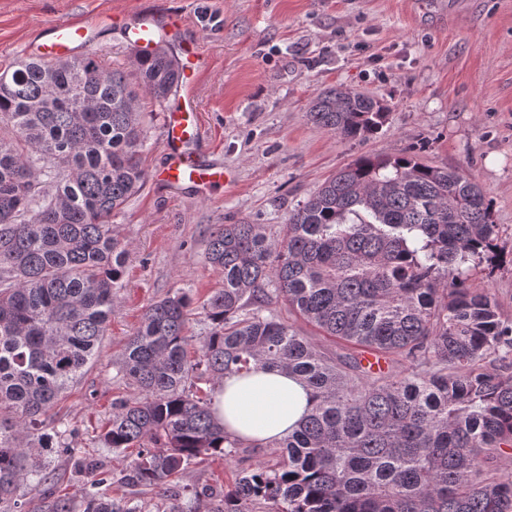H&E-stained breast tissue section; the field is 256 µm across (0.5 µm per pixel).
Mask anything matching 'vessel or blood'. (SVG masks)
I'll list each match as a JSON object with an SVG mask.
<instances>
[{
	"instance_id": "vessel-or-blood-1",
	"label": "vessel or blood",
	"mask_w": 512,
	"mask_h": 512,
	"mask_svg": "<svg viewBox=\"0 0 512 512\" xmlns=\"http://www.w3.org/2000/svg\"><path fill=\"white\" fill-rule=\"evenodd\" d=\"M119 29L133 48H172L182 67V83L163 118L164 166L155 178L166 190H191L197 198H212L232 180L228 170L209 159L198 124L195 78L207 65V57L177 13L143 9L119 18L57 20L44 27L27 46L29 55L43 60H73L89 54L98 32Z\"/></svg>"
}]
</instances>
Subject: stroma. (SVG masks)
Returning <instances> with one entry per match:
<instances>
[{
  "mask_svg": "<svg viewBox=\"0 0 512 512\" xmlns=\"http://www.w3.org/2000/svg\"><path fill=\"white\" fill-rule=\"evenodd\" d=\"M149 7L182 15L200 39L208 67L196 85L198 119L210 159L234 181L211 199L169 194L150 177L112 216L126 242L124 288L97 361L59 401L75 435L46 451V496L76 495L87 480L78 457L99 455L114 477L107 492L167 512L158 492L119 484L127 456L100 442L113 399L127 389L114 363L147 305L184 290L195 313L189 333L204 335L201 306L223 284L206 259L215 225L286 223L289 213L339 169L364 156L412 151L429 165L469 175L493 203L499 244L512 251V0H0V72L26 56L51 21ZM365 91L390 112L379 133L345 140L310 122L323 90ZM147 146L142 164L159 170L163 107L140 100ZM512 319V266L471 270ZM241 463L205 459L178 480L187 492L232 484Z\"/></svg>",
  "mask_w": 512,
  "mask_h": 512,
  "instance_id": "35a3bbf8",
  "label": "stroma"
}]
</instances>
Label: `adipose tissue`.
Returning <instances> with one entry per match:
<instances>
[{"label":"adipose tissue","instance_id":"ef3b65f1","mask_svg":"<svg viewBox=\"0 0 512 512\" xmlns=\"http://www.w3.org/2000/svg\"><path fill=\"white\" fill-rule=\"evenodd\" d=\"M214 403L228 433L264 445L298 427L308 412V393L286 372L256 368L225 376Z\"/></svg>","mask_w":512,"mask_h":512}]
</instances>
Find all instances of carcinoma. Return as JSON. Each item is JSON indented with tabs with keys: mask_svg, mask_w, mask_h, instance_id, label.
Returning <instances> with one entry per match:
<instances>
[{
	"mask_svg": "<svg viewBox=\"0 0 512 512\" xmlns=\"http://www.w3.org/2000/svg\"><path fill=\"white\" fill-rule=\"evenodd\" d=\"M180 80L163 49L132 53L128 69L89 55L0 73V512H25L21 486L47 480L41 449L71 434L52 410L102 347L127 251L112 213L148 178L139 92L162 106ZM387 116L342 88L307 112L349 140ZM498 235L469 176L407 152L340 169L273 234L216 225L206 259L224 284L202 305L208 332L188 335L193 299L179 290L145 308L121 352L116 377L133 392L112 401L101 441L137 449L122 482L177 500L195 460L255 450L224 430L214 386L260 366L298 378L310 411L267 444L275 457L195 491L208 512H512V477L489 469L512 448V320L469 282L475 263L502 259ZM279 302L346 351L323 355L271 313ZM365 351L387 370L364 367ZM81 468L95 479L79 498L38 512H138L99 492L102 463Z\"/></svg>",
	"mask_w": 512,
	"mask_h": 512,
	"instance_id": "obj_1",
	"label": "carcinoma"
}]
</instances>
